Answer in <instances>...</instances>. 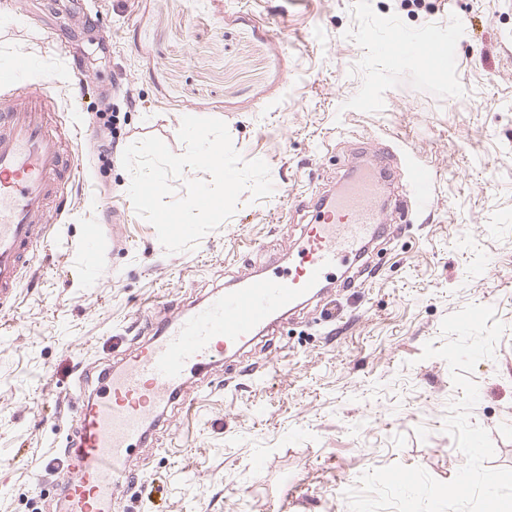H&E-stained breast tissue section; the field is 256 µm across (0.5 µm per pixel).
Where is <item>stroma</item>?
I'll return each instance as SVG.
<instances>
[{"label":"stroma","instance_id":"35a3bbf8","mask_svg":"<svg viewBox=\"0 0 512 512\" xmlns=\"http://www.w3.org/2000/svg\"><path fill=\"white\" fill-rule=\"evenodd\" d=\"M456 27L434 75L364 49L366 32ZM53 99L71 145L68 207L0 308V512H47L53 446L75 428L81 372L120 361L170 313L233 278L294 259L319 194L395 154L434 173V203L371 247L374 272L203 376L168 409L119 490L120 512H349L365 471L419 466L447 482L465 458L443 426L462 395L442 319L489 305L505 326L472 378L491 469H512V0H0V70ZM112 108V129L98 114ZM223 120L276 193L169 254L127 194L123 151L176 154L183 116ZM117 139L111 156L96 143ZM97 226L96 250L85 246Z\"/></svg>","mask_w":512,"mask_h":512}]
</instances>
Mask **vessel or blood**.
Instances as JSON below:
<instances>
[{"mask_svg":"<svg viewBox=\"0 0 512 512\" xmlns=\"http://www.w3.org/2000/svg\"><path fill=\"white\" fill-rule=\"evenodd\" d=\"M408 45L421 68L446 67L444 41L436 31L412 45L396 28L379 48L392 53ZM50 110L44 94L31 85L15 88L0 103V305L11 301L34 243L45 237L49 205L61 210L67 204L57 197L56 186L73 171L59 143L64 137L77 140L78 134L54 129ZM381 165L372 160L339 194L325 199L304 227L298 262L288 272L273 267L244 275L174 313L159 324L156 336L130 347L100 377L96 395L77 406V427L57 451L61 512H114L133 450L145 443L159 409L186 404L189 376L255 343L285 314L321 296L337 268L364 258L368 242L386 234L391 222L428 208L432 172L415 163L400 173L409 196L396 198L390 213L380 212L375 198L382 187L374 171Z\"/></svg>","mask_w":512,"mask_h":512,"instance_id":"1","label":"vessel or blood"}]
</instances>
